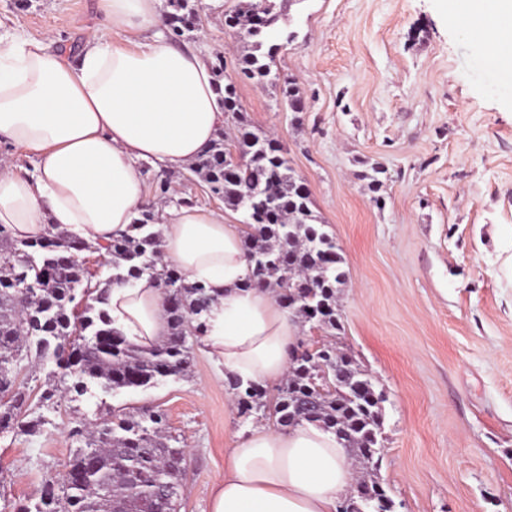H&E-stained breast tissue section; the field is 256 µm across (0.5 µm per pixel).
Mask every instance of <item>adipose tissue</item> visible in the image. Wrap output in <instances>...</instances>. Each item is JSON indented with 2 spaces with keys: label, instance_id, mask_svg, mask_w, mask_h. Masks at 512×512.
Masks as SVG:
<instances>
[{
  "label": "adipose tissue",
  "instance_id": "1",
  "mask_svg": "<svg viewBox=\"0 0 512 512\" xmlns=\"http://www.w3.org/2000/svg\"><path fill=\"white\" fill-rule=\"evenodd\" d=\"M158 2L98 0L107 30L88 35L74 62L44 39L0 47V137L38 158L30 176L0 170V226L15 239L55 224L90 244L110 242L147 204L136 159L180 168L216 138L224 90L203 56L169 42ZM464 6L482 16L484 53L511 75L512 0ZM160 227L166 262L214 297L201 337L210 361L244 385L280 381L300 326L269 289L245 287L242 225L183 205L163 209ZM104 308L136 346L168 334L163 290L151 276L110 284ZM352 480L333 432L307 421L262 426L225 448L210 512H338Z\"/></svg>",
  "mask_w": 512,
  "mask_h": 512
}]
</instances>
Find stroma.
I'll list each match as a JSON object with an SVG mask.
<instances>
[{
	"mask_svg": "<svg viewBox=\"0 0 512 512\" xmlns=\"http://www.w3.org/2000/svg\"><path fill=\"white\" fill-rule=\"evenodd\" d=\"M274 2L270 86L240 73L249 39L224 24L237 0H202L196 28L170 40L223 58L252 129L280 140L341 248L335 340L386 396L378 475L395 512H512V77L479 51L481 20L455 0ZM106 25L96 0H0V33L51 39L71 58ZM290 86L303 111L283 98ZM374 164L376 192L362 178ZM137 166L154 206L187 198L243 222L189 167ZM55 370L18 375L41 425L0 432V512L39 501L79 446L77 421L150 407L187 447L179 512H208L228 443L266 423L239 416L198 342L187 377L92 384L46 405Z\"/></svg>",
	"mask_w": 512,
	"mask_h": 512,
	"instance_id": "35a3bbf8",
	"label": "stroma"
}]
</instances>
